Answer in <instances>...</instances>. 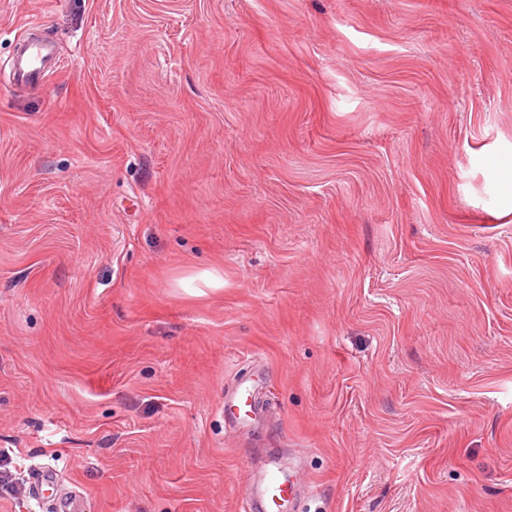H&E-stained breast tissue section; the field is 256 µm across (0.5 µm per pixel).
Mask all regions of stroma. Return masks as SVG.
Returning a JSON list of instances; mask_svg holds the SVG:
<instances>
[{"label":"stroma","instance_id":"stroma-1","mask_svg":"<svg viewBox=\"0 0 512 512\" xmlns=\"http://www.w3.org/2000/svg\"><path fill=\"white\" fill-rule=\"evenodd\" d=\"M510 156L512 0H0V512H512ZM55 61L50 45L28 39L19 45L12 61L13 76L22 84H40ZM253 386L241 384L233 396H224V421L230 426L242 428L246 427L253 419L252 409L249 407ZM249 407L250 409H246ZM293 483L291 480L281 481L278 476L272 475L269 484L260 494L253 493L249 497H242V504L240 506L241 512H255L266 505L265 502L271 500L276 502L277 499L285 497L287 494H292Z\"/></svg>","mask_w":512,"mask_h":512}]
</instances>
